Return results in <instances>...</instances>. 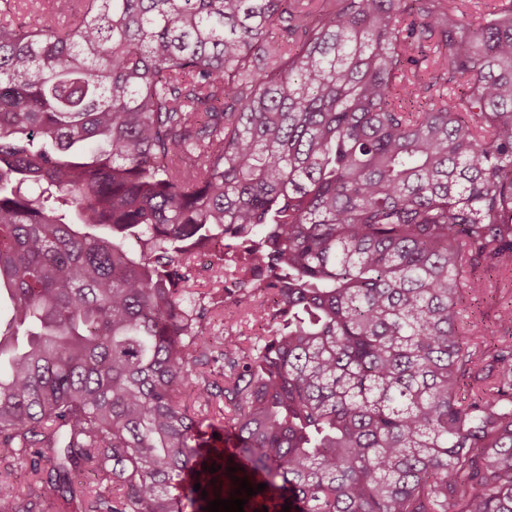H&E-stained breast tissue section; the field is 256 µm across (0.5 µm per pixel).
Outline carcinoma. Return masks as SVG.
Listing matches in <instances>:
<instances>
[{
	"label": "carcinoma",
	"instance_id": "cac0c4a2",
	"mask_svg": "<svg viewBox=\"0 0 512 512\" xmlns=\"http://www.w3.org/2000/svg\"><path fill=\"white\" fill-rule=\"evenodd\" d=\"M456 2L0 12V512H512V345L458 308L512 270V3Z\"/></svg>",
	"mask_w": 512,
	"mask_h": 512
}]
</instances>
